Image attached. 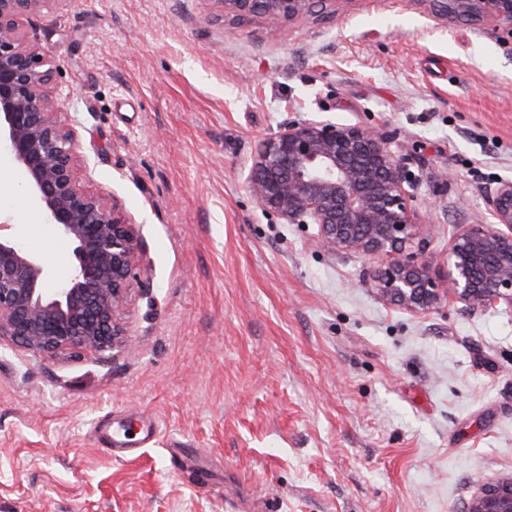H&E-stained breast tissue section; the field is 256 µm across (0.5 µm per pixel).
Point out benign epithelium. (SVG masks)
<instances>
[{
	"label": "benign epithelium",
	"mask_w": 512,
	"mask_h": 512,
	"mask_svg": "<svg viewBox=\"0 0 512 512\" xmlns=\"http://www.w3.org/2000/svg\"><path fill=\"white\" fill-rule=\"evenodd\" d=\"M338 0H211L222 14L258 15L269 29ZM49 0H0V149H7L48 223L73 246L70 279L51 283L47 263L0 224V343L32 356L101 355L129 344L118 318L140 270V234L117 201L81 182L80 155L54 64L29 40L23 17ZM436 20L465 19L512 36V0H420ZM417 176L374 127L306 119L256 147L249 191L285 224H315L330 253L364 255L363 281L387 303L417 314L442 303L512 308V180L485 195L491 222L460 227L441 277L419 240ZM469 512H512V478L481 482Z\"/></svg>",
	"instance_id": "benign-epithelium-1"
}]
</instances>
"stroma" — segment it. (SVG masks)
<instances>
[{"label": "stroma", "mask_w": 512, "mask_h": 512, "mask_svg": "<svg viewBox=\"0 0 512 512\" xmlns=\"http://www.w3.org/2000/svg\"><path fill=\"white\" fill-rule=\"evenodd\" d=\"M25 26L143 262L130 349L0 345V512H466L512 476V309L386 304L363 258L248 189L258 142L290 122L378 127L444 264L512 178V38L415 0H343L274 33L210 0H53ZM0 220L68 279L71 244L3 150Z\"/></svg>", "instance_id": "obj_1"}]
</instances>
